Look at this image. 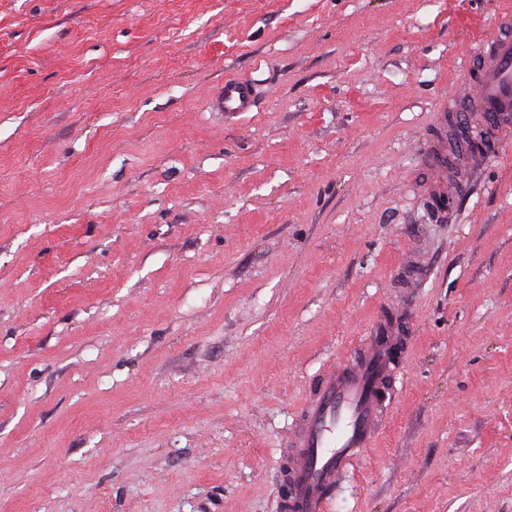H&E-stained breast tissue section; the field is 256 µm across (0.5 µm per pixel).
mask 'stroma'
I'll use <instances>...</instances> for the list:
<instances>
[{
    "mask_svg": "<svg viewBox=\"0 0 512 512\" xmlns=\"http://www.w3.org/2000/svg\"><path fill=\"white\" fill-rule=\"evenodd\" d=\"M505 14L0 0V512H273L293 416L385 319L405 374L332 512H512V139L444 216L422 156ZM213 110L228 112H251L255 107L252 85L248 79H227L209 100Z\"/></svg>",
    "mask_w": 512,
    "mask_h": 512,
    "instance_id": "obj_1",
    "label": "stroma"
}]
</instances>
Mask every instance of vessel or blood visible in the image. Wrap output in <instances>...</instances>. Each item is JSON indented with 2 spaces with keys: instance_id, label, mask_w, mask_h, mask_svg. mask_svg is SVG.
Returning a JSON list of instances; mask_svg holds the SVG:
<instances>
[{
  "instance_id": "vessel-or-blood-1",
  "label": "vessel or blood",
  "mask_w": 512,
  "mask_h": 512,
  "mask_svg": "<svg viewBox=\"0 0 512 512\" xmlns=\"http://www.w3.org/2000/svg\"><path fill=\"white\" fill-rule=\"evenodd\" d=\"M481 113L486 133L502 139L512 133V15L500 18L494 35L472 41V61L465 68L461 92L440 101L434 123L441 134L430 162L447 170L449 152L480 168L483 153L446 140L449 103ZM212 109L231 114L255 107L247 79H228L209 100ZM405 367L398 330L387 322L374 325L359 351L332 365L296 414L290 434L292 456L278 492L279 512H331L336 485L358 469L382 429L384 413L396 397Z\"/></svg>"
}]
</instances>
